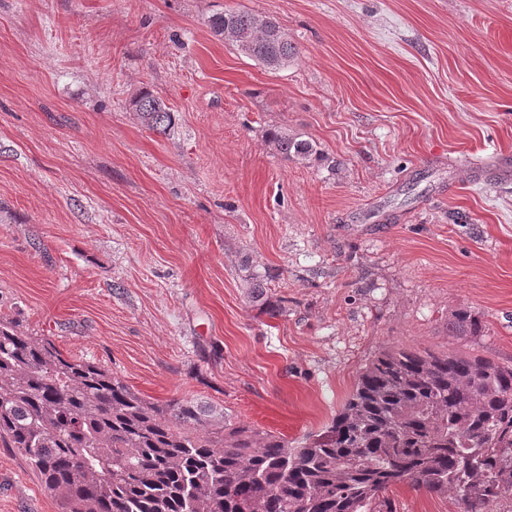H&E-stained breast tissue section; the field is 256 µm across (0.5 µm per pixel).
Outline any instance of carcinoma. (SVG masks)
I'll use <instances>...</instances> for the list:
<instances>
[{
    "label": "carcinoma",
    "instance_id": "cac0c4a2",
    "mask_svg": "<svg viewBox=\"0 0 512 512\" xmlns=\"http://www.w3.org/2000/svg\"><path fill=\"white\" fill-rule=\"evenodd\" d=\"M210 26L267 68L297 56L271 18L226 10ZM131 108L152 132L172 126L148 92ZM269 139L286 160H325L286 130ZM252 298L270 317L282 309L260 286ZM448 335L481 336L483 325L461 308ZM0 447L29 461L60 512H397L391 493L405 484L454 494L459 512H497L512 495V364L385 349L323 429L291 442L194 398L147 401L0 323Z\"/></svg>",
    "mask_w": 512,
    "mask_h": 512
}]
</instances>
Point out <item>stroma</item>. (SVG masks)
Listing matches in <instances>:
<instances>
[{"mask_svg": "<svg viewBox=\"0 0 512 512\" xmlns=\"http://www.w3.org/2000/svg\"><path fill=\"white\" fill-rule=\"evenodd\" d=\"M233 8L297 58L225 44ZM276 127L324 161H284ZM459 308L483 336L449 335ZM0 322L291 441L382 350L512 364V0H0ZM0 512H59L13 448ZM216 36L264 67L288 66L297 56L288 32L278 22L245 10H225L210 19ZM133 112H138L146 128L158 134H165L172 126L173 114L166 104L149 92H141L131 100Z\"/></svg>", "mask_w": 512, "mask_h": 512, "instance_id": "35a3bbf8", "label": "stroma"}]
</instances>
